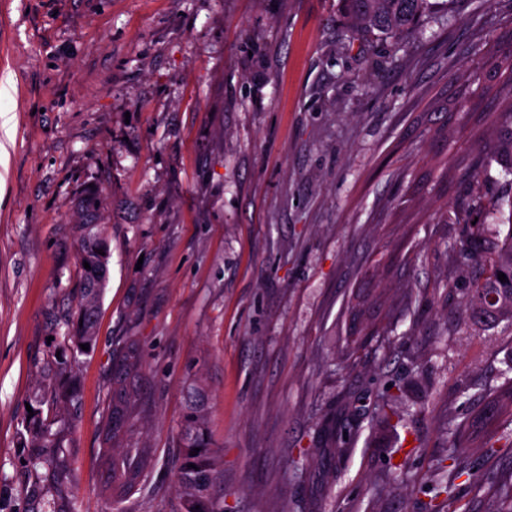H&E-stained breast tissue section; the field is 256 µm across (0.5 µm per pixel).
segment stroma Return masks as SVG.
Segmentation results:
<instances>
[{"label":"stroma","mask_w":512,"mask_h":512,"mask_svg":"<svg viewBox=\"0 0 512 512\" xmlns=\"http://www.w3.org/2000/svg\"><path fill=\"white\" fill-rule=\"evenodd\" d=\"M416 28L351 31L339 0H0V512H184L195 423L214 512H430L449 426L512 365V325L467 309L508 230L486 50L512 0H426ZM84 204L109 280L55 501L18 432L76 310ZM131 336L152 463L109 506ZM335 400L340 462L315 442Z\"/></svg>","instance_id":"1"}]
</instances>
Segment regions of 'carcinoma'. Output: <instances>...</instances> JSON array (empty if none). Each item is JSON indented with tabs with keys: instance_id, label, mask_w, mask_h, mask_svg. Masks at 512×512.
<instances>
[{
	"instance_id": "carcinoma-1",
	"label": "carcinoma",
	"mask_w": 512,
	"mask_h": 512,
	"mask_svg": "<svg viewBox=\"0 0 512 512\" xmlns=\"http://www.w3.org/2000/svg\"><path fill=\"white\" fill-rule=\"evenodd\" d=\"M351 24L365 30H378L394 37L415 33V22L425 0H343ZM492 70L512 75V41L497 42L487 53ZM497 139L494 160L505 175L512 176V107L502 112L497 122ZM87 214H80L78 226L84 232L80 245L79 261L87 262L84 270L83 289L78 301L77 313L71 322L67 340L71 341L69 356H60L47 363L41 371L33 395L34 415L23 421L20 436L24 447L31 449L35 469L43 470L39 477L60 491L71 483L73 474L67 454L62 451L69 441L72 421L68 414L58 410L62 404H73L78 399L77 379L73 372L76 354L83 352L81 345L94 347L96 323L108 282L109 252L106 238L100 232H91L93 225L85 222ZM507 222L509 230L497 244L483 278L474 282L467 304L472 319L492 327L506 321L512 324V214ZM103 253H97V250ZM504 273L507 281L498 279ZM141 369L139 344L131 339L125 346L122 362L113 381L111 414L106 424L101 460L112 463V483L108 496L112 501L131 497L145 484L150 464L147 448H125L121 457H112V448L132 437L136 422L130 409L137 392L132 384ZM492 414L481 417L469 425H458L448 438V460L455 476L466 477L475 486L487 490L490 503L488 512H502L504 500L512 501V479L471 470L462 463L465 456L487 451L497 443L512 445V381L506 380L491 392ZM320 432L326 451L333 458L348 453L341 434L336 431V409L323 418ZM197 451L189 457L191 468H184L179 475L185 495L186 512H198L196 505L204 499L216 474L213 467L216 452L207 448L203 434H191L187 451Z\"/></svg>"
}]
</instances>
